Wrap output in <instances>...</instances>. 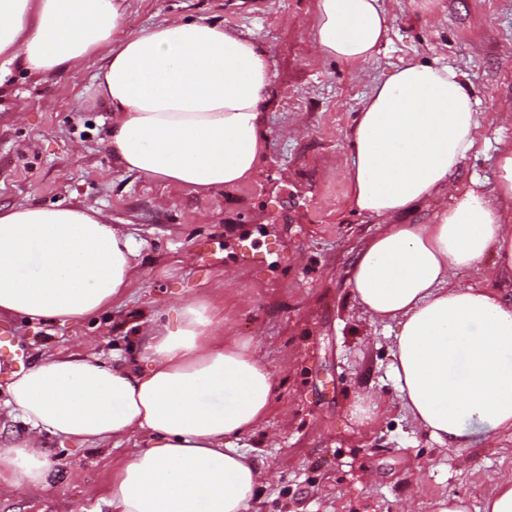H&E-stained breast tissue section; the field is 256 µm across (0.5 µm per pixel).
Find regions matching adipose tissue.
I'll list each match as a JSON object with an SVG mask.
<instances>
[{
	"instance_id": "adipose-tissue-1",
	"label": "adipose tissue",
	"mask_w": 512,
	"mask_h": 512,
	"mask_svg": "<svg viewBox=\"0 0 512 512\" xmlns=\"http://www.w3.org/2000/svg\"><path fill=\"white\" fill-rule=\"evenodd\" d=\"M124 0H0V70L37 75L100 57L94 93L111 114L106 146L123 168L193 191L258 177L273 83L252 37L202 20L126 30ZM386 0H314L318 50L363 70L386 40ZM477 100L464 73L411 62L375 81L350 131L349 199L377 232L357 255L355 300L395 325L400 404L439 448L493 446L512 433V293L460 283L483 260L512 277V142L496 183L461 188ZM449 193L431 224H407ZM134 239L80 206L0 208V317L75 323L120 300L138 273ZM274 373L249 340L224 333L210 304L181 301L143 332L135 361L85 353L11 373L6 405L30 428L0 450V478L46 486L48 433L84 445L137 434L112 475L113 512H247L262 473L237 442L263 420Z\"/></svg>"
}]
</instances>
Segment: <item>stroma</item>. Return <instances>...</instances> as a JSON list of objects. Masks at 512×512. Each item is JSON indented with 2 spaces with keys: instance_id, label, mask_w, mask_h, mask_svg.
I'll return each instance as SVG.
<instances>
[{
  "instance_id": "1",
  "label": "stroma",
  "mask_w": 512,
  "mask_h": 512,
  "mask_svg": "<svg viewBox=\"0 0 512 512\" xmlns=\"http://www.w3.org/2000/svg\"><path fill=\"white\" fill-rule=\"evenodd\" d=\"M314 0H125L127 30L203 19L251 35L276 73L257 181L214 192L121 168L106 148L112 114L92 95L99 61L48 75L0 73V206L75 204L126 225L140 275L119 305L80 324L0 318L22 362L44 354L134 356L139 331L181 298L214 304L275 372L265 422L240 447L264 476L249 512H480L491 478L512 479V435L444 451L400 405L393 338L354 299V260L376 222L352 209L344 158L372 83L409 61L466 73L479 100V147L454 181L492 189L498 140L512 141V0H386L390 32L365 74L323 57ZM376 401L373 419L353 414ZM43 488L0 481V512H108L112 462L134 453L48 435Z\"/></svg>"
}]
</instances>
